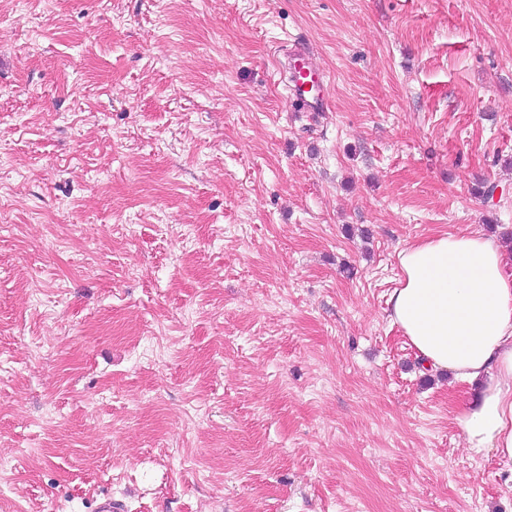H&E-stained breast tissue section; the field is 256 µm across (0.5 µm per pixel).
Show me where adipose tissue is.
<instances>
[{
    "label": "adipose tissue",
    "instance_id": "obj_1",
    "mask_svg": "<svg viewBox=\"0 0 512 512\" xmlns=\"http://www.w3.org/2000/svg\"><path fill=\"white\" fill-rule=\"evenodd\" d=\"M398 260L390 321L425 368L477 386L457 416L469 452L512 462V263L479 232L417 242Z\"/></svg>",
    "mask_w": 512,
    "mask_h": 512
}]
</instances>
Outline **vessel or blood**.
Here are the masks:
<instances>
[{
    "instance_id": "1",
    "label": "vessel or blood",
    "mask_w": 512,
    "mask_h": 512,
    "mask_svg": "<svg viewBox=\"0 0 512 512\" xmlns=\"http://www.w3.org/2000/svg\"><path fill=\"white\" fill-rule=\"evenodd\" d=\"M283 77L287 83L288 101L298 112H320L325 107L326 77L303 45L288 52V63Z\"/></svg>"
}]
</instances>
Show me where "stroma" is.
I'll return each instance as SVG.
<instances>
[{"instance_id": "35a3bbf8", "label": "stroma", "mask_w": 512, "mask_h": 512, "mask_svg": "<svg viewBox=\"0 0 512 512\" xmlns=\"http://www.w3.org/2000/svg\"><path fill=\"white\" fill-rule=\"evenodd\" d=\"M472 230L512 255V0H0V512H512L388 320ZM288 88V101L297 112H321L325 107V74L319 70L311 51L296 45L288 52V63L281 78Z\"/></svg>"}]
</instances>
